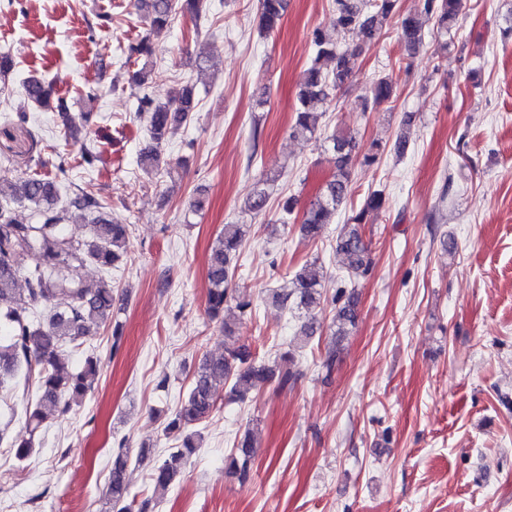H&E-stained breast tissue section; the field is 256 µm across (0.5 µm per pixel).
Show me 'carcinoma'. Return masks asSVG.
<instances>
[{
  "label": "carcinoma",
  "mask_w": 512,
  "mask_h": 512,
  "mask_svg": "<svg viewBox=\"0 0 512 512\" xmlns=\"http://www.w3.org/2000/svg\"><path fill=\"white\" fill-rule=\"evenodd\" d=\"M147 35L130 51L137 55L152 53L150 36L167 31L178 14L196 19L205 9L204 0H134ZM399 0H334L336 26L346 32L359 30L371 40L397 14ZM287 0H258L263 31L272 32L287 11ZM461 0H423V13L435 20L436 32L443 37L456 26ZM399 35L409 50L416 49L424 38L419 19L411 14L401 17ZM311 44L315 57L303 71L299 84L300 107L291 126L292 136L304 140L315 137L322 113L318 105L349 81L351 71L347 54L337 48L330 36L317 29ZM333 62L332 71L324 70L321 61ZM24 101L40 107L50 106L51 90L38 78L23 82ZM394 85L384 76L374 80L364 96V105H378L391 99ZM139 108L145 111L152 146L141 153L144 165L160 167L162 147L171 129L190 119L194 109L193 87L185 85L167 101L157 103L142 97ZM92 116L83 112L79 117L65 116L60 130L62 149L56 151V173L49 177L38 172L17 178L0 176V389L17 383L19 378L33 382L41 395L25 407L24 418L29 438L14 444L16 456L28 457L34 448L33 437L47 412L66 414L80 403L90 389L89 379L96 373V361L88 357L82 370H68L62 357V347L85 341L112 317L114 306L112 282L103 281L95 289L73 284L68 278L70 268L86 262L110 269L127 253L126 224L111 222L105 212L106 202L91 187L79 189L66 203L58 202L60 180L72 169L71 144L79 141L80 130L89 126ZM325 150L332 153L335 172L322 191L303 209L300 229L312 239L321 236L351 191L352 168L357 161L373 164L380 154V145L360 153L353 136H334L325 140ZM99 159L97 145L83 143L78 164L94 167ZM267 181L258 182L253 194L245 201L243 211L259 216L266 213L269 193ZM385 197L380 192L369 194L362 210L353 222L342 226L336 238V253L342 257L348 280L364 277L370 270L368 245L360 232L369 212L380 209ZM30 210L31 222L17 219L15 206ZM87 213L90 223L79 234L65 224L68 208ZM245 235L244 225L226 224L216 239L209 257L207 279V314L219 323L227 339H232L229 312L238 316L252 311V301L235 295L229 288L234 277L240 247ZM323 275L313 264H307L293 274L286 288L272 290L271 300L284 309L305 311V320L295 336L308 341L320 329L316 312L325 311L322 291ZM331 336L334 344L328 348L323 365L330 369L336 362L339 343L355 325L358 296L353 288L341 286L329 301ZM246 349L227 346L221 354L202 358L193 372L188 394L179 408L168 418L165 432L181 441L152 472L154 495L162 497L181 477L184 467L196 454L202 439L197 430L216 409L217 389L230 383V395L245 401L259 392L274 378V372L264 364L248 362ZM255 444L251 436L239 442L227 458L228 469L241 481L249 477ZM128 456L118 451L112 462V478L108 490L112 512H130L126 469Z\"/></svg>",
  "instance_id": "obj_1"
}]
</instances>
